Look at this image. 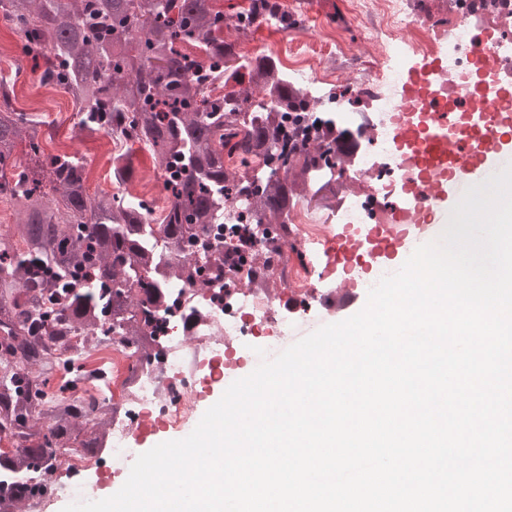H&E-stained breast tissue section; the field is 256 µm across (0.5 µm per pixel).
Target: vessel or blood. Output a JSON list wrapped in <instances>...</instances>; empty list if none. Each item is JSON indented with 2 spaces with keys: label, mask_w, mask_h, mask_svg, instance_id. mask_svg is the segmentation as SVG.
Masks as SVG:
<instances>
[{
  "label": "vessel or blood",
  "mask_w": 512,
  "mask_h": 512,
  "mask_svg": "<svg viewBox=\"0 0 512 512\" xmlns=\"http://www.w3.org/2000/svg\"><path fill=\"white\" fill-rule=\"evenodd\" d=\"M473 61L480 84L447 83L437 59L405 71L391 149L397 165L413 175L395 203L376 206L365 231L339 234L329 242L332 265L361 263L370 271L398 253L411 236L431 242L464 191L512 165V68L495 42L477 48ZM358 297L347 281L326 306L329 316L349 309Z\"/></svg>",
  "instance_id": "vessel-or-blood-1"
}]
</instances>
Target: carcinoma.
Returning <instances> with one entry per match:
<instances>
[{"label":"carcinoma","instance_id":"carcinoma-1","mask_svg":"<svg viewBox=\"0 0 512 512\" xmlns=\"http://www.w3.org/2000/svg\"><path fill=\"white\" fill-rule=\"evenodd\" d=\"M279 13L276 2L250 0L226 15L210 0H0L23 52L44 61L39 83L64 90L77 116L74 137L115 135L123 145L147 142L163 168L170 200L158 224L145 223L151 203L123 194L88 191L86 165L75 155L40 159L42 121L13 106L14 83L0 79V198L17 223L0 233V512H20L48 494L30 474L62 448L94 453L103 447L109 417L87 423L77 401L45 400L49 376L71 335L82 330L97 346L118 335L146 351L150 334L132 306L158 307L165 288L153 275L160 263L150 245H169L168 275L191 279L188 264L210 251L206 276L225 287L238 275L224 249V203L237 201L249 216L284 223L293 203L326 209L336 198L328 181L309 191L323 167L333 168L350 148L336 115L308 123L304 94L277 76L275 58L248 66L224 38V25L246 32ZM195 46L211 58L216 75L236 88L217 96L192 79ZM26 143L36 167L17 157ZM251 169L262 193L238 184Z\"/></svg>","mask_w":512,"mask_h":512}]
</instances>
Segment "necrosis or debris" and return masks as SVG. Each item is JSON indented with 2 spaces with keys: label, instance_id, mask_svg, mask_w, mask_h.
Listing matches in <instances>:
<instances>
[{
  "label": "necrosis or debris",
  "instance_id": "1",
  "mask_svg": "<svg viewBox=\"0 0 512 512\" xmlns=\"http://www.w3.org/2000/svg\"><path fill=\"white\" fill-rule=\"evenodd\" d=\"M364 2L379 7L383 18L380 26L365 25L362 40L379 45L385 70L346 82L339 92L324 89L316 72L295 69L289 73L306 89L315 111L336 112L345 125L357 128L361 143L353 161L336 167L335 177L337 186L356 183L359 191L339 196L332 225L314 219L304 209L290 213L287 221L296 227L295 240L292 248H280L276 255L266 253L272 225H257L253 250L244 257L245 270L234 283L222 288L199 281L172 285L150 325L154 342L148 351L118 339L91 349L82 337H73L68 364L77 375L73 395L86 405L89 416L111 412L109 438L94 456L75 450L53 455L39 470L42 480L55 483L65 475L75 481L85 472L105 471L113 457H136L130 443L148 421L172 430L194 423L204 372L220 374L237 367L241 352L255 344L258 330L276 325V335L267 337L265 344L270 349L279 347L290 331L281 309L283 296L311 295V279L319 269L316 258L336 225L367 223L368 192L387 197L401 178L390 140L402 62L426 59L451 47L447 79L453 82L472 63L477 40L472 19L492 18L500 38H512V0H498L494 5L489 0H448L451 18L437 24L407 14L405 0ZM264 259L270 260L276 277L260 288L249 282L246 270Z\"/></svg>",
  "mask_w": 512,
  "mask_h": 512
}]
</instances>
